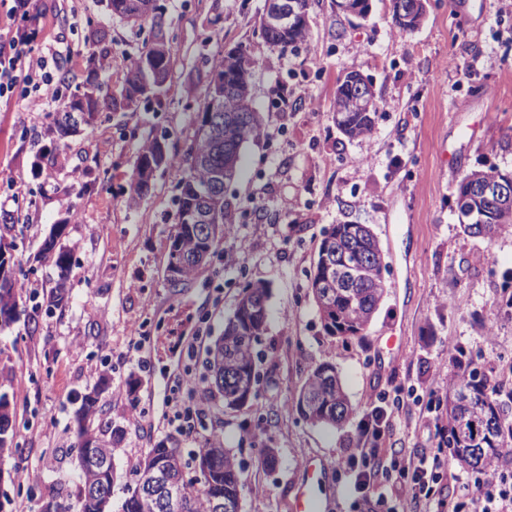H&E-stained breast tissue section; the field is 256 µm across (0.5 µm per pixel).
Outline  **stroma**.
Instances as JSON below:
<instances>
[{"label":"stroma","instance_id":"35a3bbf8","mask_svg":"<svg viewBox=\"0 0 512 512\" xmlns=\"http://www.w3.org/2000/svg\"><path fill=\"white\" fill-rule=\"evenodd\" d=\"M172 73L163 93L130 110L101 113L92 129L61 139L41 112L17 99L0 106V209L18 217L14 261L28 295L53 285L37 257L53 225L72 252L65 308L39 310L35 327L0 333V392L17 412L24 452L0 467V512H40L75 481L77 397L102 372L112 374L108 416L126 432L116 457L118 484L164 438L167 411L152 374L151 340L168 336L171 307L192 301L198 349L220 335L242 289H269L267 329L256 347V397L224 406L209 392L203 358L175 372L199 379L210 409L182 439L191 455L212 431L235 455L241 512H291L302 478L300 454L330 465L340 512H377L375 499L348 491L339 466L360 447V424L384 406V454L436 447L435 418L448 397L456 348L499 380L512 379V232L493 240L466 235L454 191L467 174L491 167L512 174V9L500 0H430L423 24L392 25L390 0H370L364 19L314 0L306 43L295 52L267 44L259 20L264 0H163ZM41 41L74 50L68 103L77 89L107 85L120 93L136 32L106 0H36ZM109 48L112 65L101 68ZM241 47L260 58L252 76L262 134L242 151L241 174L225 198L234 217L212 262L181 289L169 288L165 256L176 210L172 167L158 172L135 207L124 203L128 172L148 138L166 136L169 154L193 140L212 60ZM497 64L487 69L486 57ZM373 82L378 120L369 138L336 128L332 99L343 69ZM371 225L385 254V296L359 337L329 335L309 294L321 233L332 224ZM333 365L354 409L343 425L315 426L300 415L298 393L311 368ZM136 378L128 394V378ZM276 451L273 467L262 449ZM34 472L20 480V471Z\"/></svg>","mask_w":512,"mask_h":512}]
</instances>
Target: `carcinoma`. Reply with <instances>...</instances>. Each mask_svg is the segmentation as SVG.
I'll return each mask as SVG.
<instances>
[{
  "label": "carcinoma",
  "instance_id": "cac0c4a2",
  "mask_svg": "<svg viewBox=\"0 0 512 512\" xmlns=\"http://www.w3.org/2000/svg\"><path fill=\"white\" fill-rule=\"evenodd\" d=\"M406 2L391 0L392 24L403 33L417 29L425 19L420 12L412 17L400 13V5ZM108 8L112 15L140 30L147 27L157 36L163 33L165 8L160 0H108ZM308 36L309 26L306 23L290 31L262 29L263 39L283 51L299 49ZM158 55L165 57L161 71L170 76V50L157 49L154 40L144 44L140 53L129 61L121 91L125 107L130 108L141 98L162 92L164 85L156 84L153 71L145 66V61ZM225 61L226 57L220 56L212 64V80L198 112L194 139L186 153L179 157L182 177L177 186L174 225L166 254V266H171L175 258L182 264L180 278L168 279L169 286L174 289L186 285L209 262L224 238L227 203L224 190L212 192L213 168L223 169L226 183H231L238 173L243 147L258 138L262 131L258 114L247 111L252 105L250 80L229 77ZM256 66L258 61L253 55L237 49L235 69L238 75L249 77ZM96 90L98 97L90 105L88 118L84 121L88 127L94 124L102 111L117 106L116 98L108 88L98 86ZM356 90L355 72L343 71L336 81L333 111L337 127L349 139L371 134L376 123L374 96H369L360 106H348ZM83 108L84 101L77 99L62 112L47 113L51 128L61 138L69 136L71 113H81ZM209 113L217 119L218 130L214 136L203 132L204 118ZM156 159L161 168L173 162V156L169 154L158 156L157 138L153 137L140 148L129 174L127 206H134L150 191L152 172L148 171L149 161ZM501 177L500 171L490 167L474 171L459 182L456 196L470 197L467 205L458 208L459 224L468 235L492 240L512 228V211L496 213L474 192V185L494 182ZM191 214L210 216L208 233H203V225L188 222ZM352 232L351 224H333L322 231L309 281L310 292L319 306L323 289L317 284L323 275V255L333 257L339 264L344 250L355 247L364 257L366 266L360 281L349 288L333 289L330 300L333 310L328 312L329 321L325 323V329L345 339L363 335L385 295L383 257L376 236L369 233L355 241ZM60 233L61 226H55L44 239L41 249L44 257L52 259L56 271L49 299V305L55 309L63 307L68 300L72 274L70 251L58 245ZM267 300V286L246 285L233 316L224 324L222 334L206 350L205 364L212 390L222 396L227 406L243 405L256 394L254 390L248 396L240 393L239 383L243 376L244 385L254 388L258 385L254 348L266 331ZM23 318L29 322L33 320L23 302L20 270L12 267L0 274V330ZM491 384L487 375L475 369L469 370L468 376L462 375L448 384V437L444 445L459 465L473 470L490 466L503 458L505 449L512 448V390L492 397L487 392ZM108 386L109 379L104 376L81 396V403L74 413L79 439L76 456L78 483L75 490L67 492L62 500L45 502L42 512H156L152 500L143 493L147 472L162 468L170 479L178 481L187 469L178 439L168 436L134 464V485L127 487L120 499H114L115 455L123 441L124 430L103 417L102 394ZM298 405L303 418L314 425L340 426L352 411L338 376L326 365L317 366L309 372L301 387ZM14 416L10 400L1 393L0 461L15 457L19 451ZM193 462L197 477L181 486L179 498L169 512H240L239 465L231 451L224 447L223 439L217 434L209 438L195 452Z\"/></svg>",
  "mask_w": 512,
  "mask_h": 512
}]
</instances>
